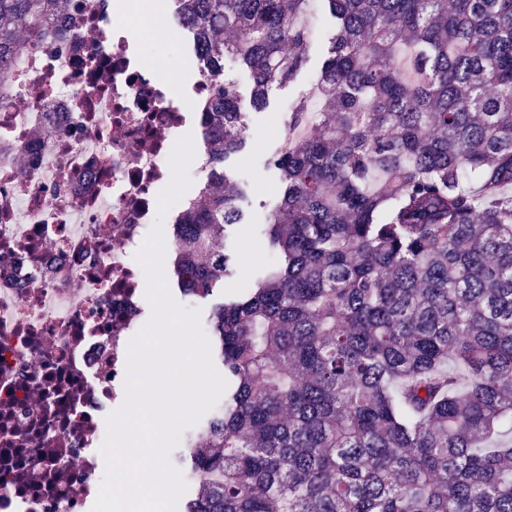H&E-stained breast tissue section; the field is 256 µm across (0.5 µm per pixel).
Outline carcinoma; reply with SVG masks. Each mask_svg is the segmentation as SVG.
I'll use <instances>...</instances> for the list:
<instances>
[{"label":"carcinoma","instance_id":"1","mask_svg":"<svg viewBox=\"0 0 512 512\" xmlns=\"http://www.w3.org/2000/svg\"><path fill=\"white\" fill-rule=\"evenodd\" d=\"M335 19L267 165L269 263L204 326L224 397L179 447L186 512H512V0H319ZM309 0H178L215 82L210 171L180 224L181 286L234 276L252 104L310 56ZM39 0H0V72ZM413 47L416 80L395 65Z\"/></svg>","mask_w":512,"mask_h":512}]
</instances>
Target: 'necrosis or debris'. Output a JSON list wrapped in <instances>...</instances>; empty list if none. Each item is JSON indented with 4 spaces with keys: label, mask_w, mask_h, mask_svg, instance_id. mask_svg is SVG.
<instances>
[{
    "label": "necrosis or debris",
    "mask_w": 512,
    "mask_h": 512,
    "mask_svg": "<svg viewBox=\"0 0 512 512\" xmlns=\"http://www.w3.org/2000/svg\"><path fill=\"white\" fill-rule=\"evenodd\" d=\"M180 27L174 0H67L0 79V512H91L97 497L103 420L149 320L131 257L177 140L208 166L210 83L173 93L141 52Z\"/></svg>",
    "instance_id": "necrosis-or-debris-1"
}]
</instances>
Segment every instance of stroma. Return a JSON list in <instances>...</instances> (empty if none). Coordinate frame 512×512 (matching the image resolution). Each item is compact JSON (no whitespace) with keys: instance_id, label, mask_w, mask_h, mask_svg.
<instances>
[{"instance_id":"1","label":"stroma","mask_w":512,"mask_h":512,"mask_svg":"<svg viewBox=\"0 0 512 512\" xmlns=\"http://www.w3.org/2000/svg\"><path fill=\"white\" fill-rule=\"evenodd\" d=\"M308 22L314 34L309 61L287 86L271 92L266 108L258 110L252 105L249 73L235 66L229 69L237 83L241 109L247 116L246 148L230 168L234 177L248 181L246 194L238 200L242 221L227 230V247L237 270L232 280L236 287L242 286L253 271L268 261L265 244L257 231L258 225L268 223L277 200L276 176L267 167L266 160L279 144L277 132L285 126L290 103L308 99L310 84L321 66L323 51L332 34V21L324 16L318 0H313L310 6Z\"/></svg>"}]
</instances>
